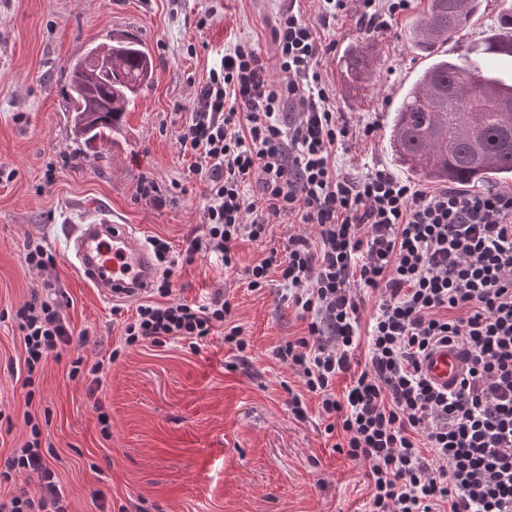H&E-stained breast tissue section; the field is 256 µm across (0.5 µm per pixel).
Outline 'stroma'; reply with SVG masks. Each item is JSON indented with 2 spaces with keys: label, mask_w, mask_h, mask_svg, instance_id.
<instances>
[{
  "label": "stroma",
  "mask_w": 512,
  "mask_h": 512,
  "mask_svg": "<svg viewBox=\"0 0 512 512\" xmlns=\"http://www.w3.org/2000/svg\"><path fill=\"white\" fill-rule=\"evenodd\" d=\"M426 5L411 0L388 29L370 35L358 23L360 0H347L321 31L336 47L320 55L318 70L353 132L338 156L342 171L379 168L407 179L389 146L388 121L423 66L408 30ZM291 6L317 23L319 0H0V466L30 440L25 420L33 418L67 512H362L368 499L365 465L335 451L339 437L325 432L315 399L306 400V418L291 411L302 384L275 350L304 335L305 323L279 302L277 285L248 286V268L282 249L289 234L314 236L313 226L270 224L266 240L238 245V265L229 270L183 256L187 238L202 228L203 184L179 150V132L209 69L235 44L254 48L268 77L281 80L271 32ZM502 8V0H481L448 43L449 55L464 57L481 44ZM112 32L151 50L153 83L121 130L88 148L73 138L62 89L69 61ZM350 45L370 61L351 95L341 65ZM367 126L372 134L361 136ZM147 178L170 205L140 199ZM99 215L130 225L141 244L168 243L159 267L172 271L173 298L223 291L247 349L225 346L219 332L195 349L185 341L124 346L136 301L113 314L112 302L70 263L68 226ZM31 240L52 254L53 266L27 265ZM35 295L57 300L87 339L48 359L26 388L10 372L25 357L15 313ZM108 356L113 363L98 389L87 375L69 374L74 360L88 368Z\"/></svg>",
  "instance_id": "1"
}]
</instances>
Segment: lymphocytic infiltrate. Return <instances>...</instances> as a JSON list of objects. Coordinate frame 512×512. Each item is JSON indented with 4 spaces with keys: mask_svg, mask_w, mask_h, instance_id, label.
<instances>
[{
    "mask_svg": "<svg viewBox=\"0 0 512 512\" xmlns=\"http://www.w3.org/2000/svg\"><path fill=\"white\" fill-rule=\"evenodd\" d=\"M322 3L319 25L289 10L273 30L286 82H272L245 44L209 70L178 137L206 200L204 228L188 239L185 259L214 253L231 269L238 242L262 239L272 221L314 225L315 236L289 234L283 261L271 256L249 269V286L265 289L278 268L279 300L307 333L276 355L317 398L326 432L340 433L336 451L367 466L366 512H512V192L424 191L383 169L342 172L337 157L350 129L317 69L330 50L317 29L346 0ZM287 108L295 118L285 124ZM368 292L377 304L365 320ZM159 293L125 324V345L220 329L225 344L246 349L223 292L199 304L172 300L165 286ZM15 317L27 375L74 339L56 303L32 298ZM444 343L466 359L450 391L421 370ZM31 435L0 481L24 469L42 492L0 497V512H65L39 427Z\"/></svg>",
    "mask_w": 512,
    "mask_h": 512,
    "instance_id": "obj_1",
    "label": "lymphocytic infiltrate"
}]
</instances>
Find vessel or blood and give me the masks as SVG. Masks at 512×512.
Here are the masks:
<instances>
[{"label":"vessel or blood","mask_w":512,"mask_h":512,"mask_svg":"<svg viewBox=\"0 0 512 512\" xmlns=\"http://www.w3.org/2000/svg\"><path fill=\"white\" fill-rule=\"evenodd\" d=\"M68 243L75 270L108 300L142 296L158 274L151 251L136 243L128 225L114 223L109 217L73 225ZM465 366L461 350L444 344L430 351L422 369L428 380L450 390L458 383Z\"/></svg>","instance_id":"b4317fda"}]
</instances>
